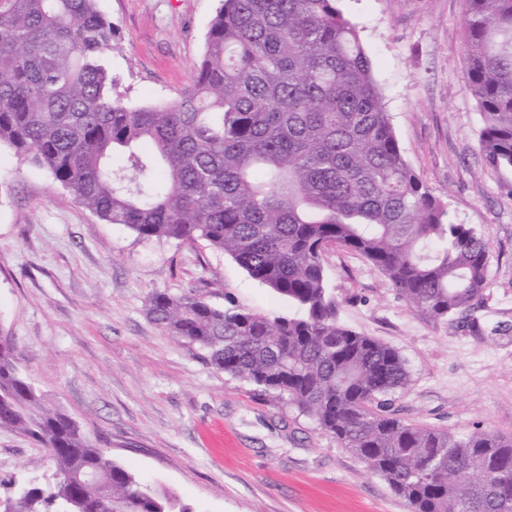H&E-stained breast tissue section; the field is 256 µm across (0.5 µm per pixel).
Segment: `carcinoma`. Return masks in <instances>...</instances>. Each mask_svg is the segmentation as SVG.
<instances>
[{"instance_id": "1", "label": "carcinoma", "mask_w": 512, "mask_h": 512, "mask_svg": "<svg viewBox=\"0 0 512 512\" xmlns=\"http://www.w3.org/2000/svg\"><path fill=\"white\" fill-rule=\"evenodd\" d=\"M337 2L220 0L192 87L171 103L126 105L112 98L115 29L98 0H0V147L100 220L143 241L202 240L303 310L269 316L156 291L147 313L216 369L288 398L410 512H512V437L387 413L386 397L409 382L405 359L338 320L333 245L438 319L478 304L489 248L405 159ZM465 2L479 148L512 172V0ZM0 418L55 466L3 512H191L47 406L1 343Z\"/></svg>"}]
</instances>
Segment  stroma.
Wrapping results in <instances>:
<instances>
[{
	"mask_svg": "<svg viewBox=\"0 0 512 512\" xmlns=\"http://www.w3.org/2000/svg\"><path fill=\"white\" fill-rule=\"evenodd\" d=\"M218 0H100L117 37L115 97L173 100L192 86ZM373 64L403 154L450 220L489 246L475 311L415 309L364 257L325 255L342 324L399 351L408 424L512 436V174L479 149L464 79L465 0H339ZM267 315L299 310L204 242L142 241L78 204L44 169L0 149V338L23 374L93 445L193 512H409L386 482L287 400L216 369L146 315L152 292ZM45 449L0 427L8 480L46 471Z\"/></svg>",
	"mask_w": 512,
	"mask_h": 512,
	"instance_id": "1",
	"label": "stroma"
}]
</instances>
